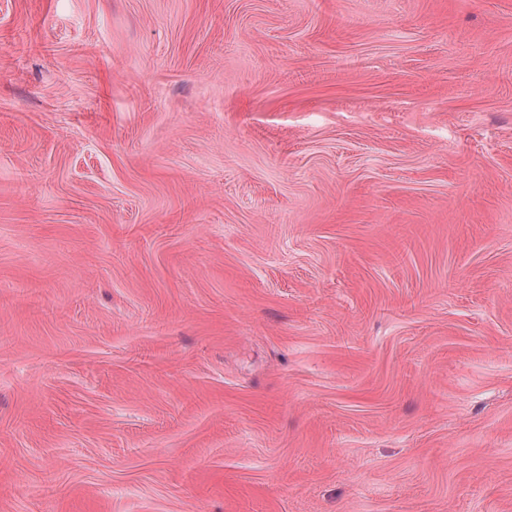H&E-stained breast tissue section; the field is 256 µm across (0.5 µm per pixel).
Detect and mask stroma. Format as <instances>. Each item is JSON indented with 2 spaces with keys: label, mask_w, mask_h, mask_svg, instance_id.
Returning <instances> with one entry per match:
<instances>
[{
  "label": "stroma",
  "mask_w": 512,
  "mask_h": 512,
  "mask_svg": "<svg viewBox=\"0 0 512 512\" xmlns=\"http://www.w3.org/2000/svg\"><path fill=\"white\" fill-rule=\"evenodd\" d=\"M0 512H512V0H0Z\"/></svg>",
  "instance_id": "1"
}]
</instances>
